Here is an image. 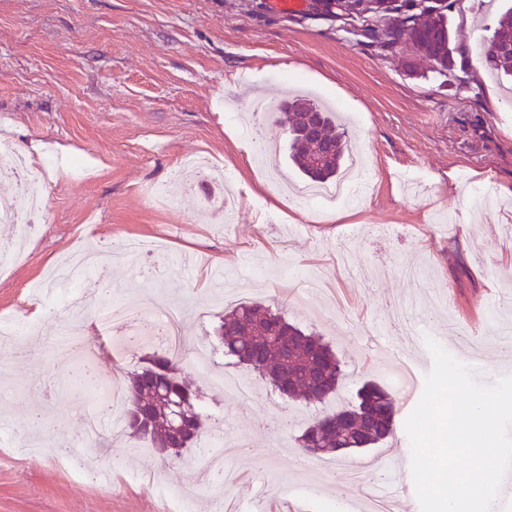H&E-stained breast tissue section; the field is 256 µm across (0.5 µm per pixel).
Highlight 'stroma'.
<instances>
[{
	"label": "stroma",
	"mask_w": 512,
	"mask_h": 512,
	"mask_svg": "<svg viewBox=\"0 0 512 512\" xmlns=\"http://www.w3.org/2000/svg\"><path fill=\"white\" fill-rule=\"evenodd\" d=\"M512 0H455L452 44L470 67L464 81L431 62L405 72V49L364 37L375 18H336L272 0H0V130L17 148L39 145L38 162L88 158L87 176L52 167L47 207L9 275L0 278V317L19 319L30 301L42 315L30 339L0 342V512H247L256 489L281 506L289 489L308 512H348L363 483L407 479L406 387L399 363L424 381L433 366L427 338L471 367L484 384L512 375V80L494 79L480 44ZM299 93L334 110L350 155L361 156L356 200L325 212L290 199L242 148L252 97ZM289 184L307 179L288 158L275 118L258 128ZM221 158L246 202L219 221L220 186L170 192L178 161ZM408 170L424 181L403 183ZM490 188L480 203L475 193ZM149 255L125 253L127 241ZM108 250L112 295H164L183 312L191 351L183 363L205 410L204 432L182 458L163 459L123 435L86 440L83 414L107 416L101 383L120 382L164 354L162 337L127 350L136 324L111 325L88 360L59 363L63 329H88L104 302L93 281L82 304L32 287L80 243ZM320 274L306 288L301 272ZM257 302L321 335L343 370L336 396L308 406L282 400L258 375L227 363L216 327L225 309ZM243 378L246 399L214 387ZM368 381L399 409L393 438L334 461L307 456L298 438L315 416L352 403ZM232 441L226 480L198 472L214 446Z\"/></svg>",
	"instance_id": "35a3bbf8"
}]
</instances>
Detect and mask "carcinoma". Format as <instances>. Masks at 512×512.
<instances>
[{
  "label": "carcinoma",
  "instance_id": "1",
  "mask_svg": "<svg viewBox=\"0 0 512 512\" xmlns=\"http://www.w3.org/2000/svg\"><path fill=\"white\" fill-rule=\"evenodd\" d=\"M445 0H432L419 5L416 0H400L388 8L398 13L392 24L370 29L373 38L384 48H395L410 39L414 55L435 62L443 75L459 69L465 63L458 60L451 47V32L445 20ZM480 56L489 73L495 77H512V8L501 13L491 36L480 47ZM279 122L289 136L290 160L305 176L324 183L336 176L347 152L344 132L336 127V118L319 102L305 96H296L277 108ZM317 113L319 131L314 137L303 134L310 113ZM293 331L295 340L290 353L269 342V336L279 327ZM224 355L243 364L269 381L281 391L286 381H292L288 399L307 405L322 403L336 392L340 363L322 338L314 332H305L288 322L284 314L261 304H240L224 313L217 327ZM333 371V385L323 391L307 392L306 372L317 363ZM164 386L179 395L186 403L196 435L202 433V412L199 395L191 379L179 372L172 358L154 355L146 364L132 373L126 385L127 406L124 414L125 432L147 440L155 448L165 439V421L158 416H143L142 424L134 420V394L149 396L153 388ZM354 406H341L336 412L313 419L300 436L301 445L313 442L328 455L339 448L356 450L372 448L394 434L395 403L392 396L378 385L367 383L357 394Z\"/></svg>",
  "mask_w": 512,
  "mask_h": 512
}]
</instances>
